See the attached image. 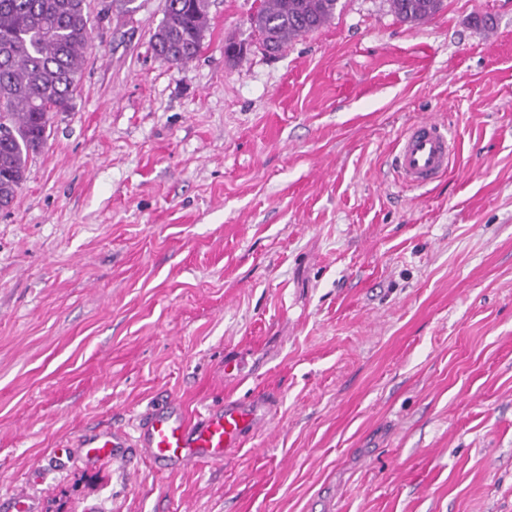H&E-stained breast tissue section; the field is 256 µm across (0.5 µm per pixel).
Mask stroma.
I'll return each mask as SVG.
<instances>
[{"mask_svg":"<svg viewBox=\"0 0 512 512\" xmlns=\"http://www.w3.org/2000/svg\"><path fill=\"white\" fill-rule=\"evenodd\" d=\"M137 2L87 0L70 107L0 212V495L512 512V0H443L416 25L340 0L276 54L250 26L262 0H209L182 65L151 47L165 0ZM428 118L455 159L403 187L392 154ZM167 393L192 416L259 393L277 410L220 464L48 467Z\"/></svg>","mask_w":512,"mask_h":512,"instance_id":"1","label":"stroma"}]
</instances>
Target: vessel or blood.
Here are the masks:
<instances>
[{
    "instance_id": "vessel-or-blood-1",
    "label": "vessel or blood",
    "mask_w": 512,
    "mask_h": 512,
    "mask_svg": "<svg viewBox=\"0 0 512 512\" xmlns=\"http://www.w3.org/2000/svg\"><path fill=\"white\" fill-rule=\"evenodd\" d=\"M453 155L447 126L426 119L402 135L393 164L401 183L422 187L447 174ZM272 421L273 403L264 397L228 399L192 418L169 396L140 415L132 430L97 428L79 435L74 445L96 458H124L136 452L156 469L185 470L224 462Z\"/></svg>"
}]
</instances>
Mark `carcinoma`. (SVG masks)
<instances>
[{"label": "carcinoma", "mask_w": 512, "mask_h": 512, "mask_svg": "<svg viewBox=\"0 0 512 512\" xmlns=\"http://www.w3.org/2000/svg\"><path fill=\"white\" fill-rule=\"evenodd\" d=\"M338 0H263L251 25L268 51L313 32ZM402 22L420 23L442 0H389ZM90 16L86 0H0V209L11 207L28 160L48 139L50 114L69 108L84 66ZM208 24V0H166L152 48L184 64L197 56Z\"/></svg>", "instance_id": "1"}]
</instances>
